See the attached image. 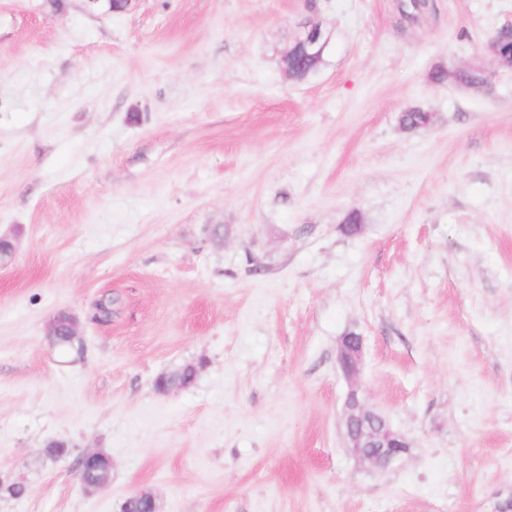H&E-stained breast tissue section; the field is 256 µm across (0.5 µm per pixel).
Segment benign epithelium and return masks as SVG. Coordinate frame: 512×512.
<instances>
[{
  "mask_svg": "<svg viewBox=\"0 0 512 512\" xmlns=\"http://www.w3.org/2000/svg\"><path fill=\"white\" fill-rule=\"evenodd\" d=\"M327 37L318 20L305 23L289 46L288 53L311 63L321 61V55L326 47ZM52 346L58 345V340L74 342L80 339L76 317L66 311L56 313L46 327ZM338 362L344 375L353 380L358 377L363 363V344L361 337L351 334L342 337L338 347ZM357 425L351 442V450L360 459L376 467H383L400 457L409 448L405 438L392 430L386 420L378 413L368 409L359 398L358 391L351 389L346 400L345 425ZM112 459L100 450H87L76 457L74 468L80 482L87 489L97 488L99 484H89L86 472L96 463Z\"/></svg>",
  "mask_w": 512,
  "mask_h": 512,
  "instance_id": "1",
  "label": "benign epithelium"
}]
</instances>
